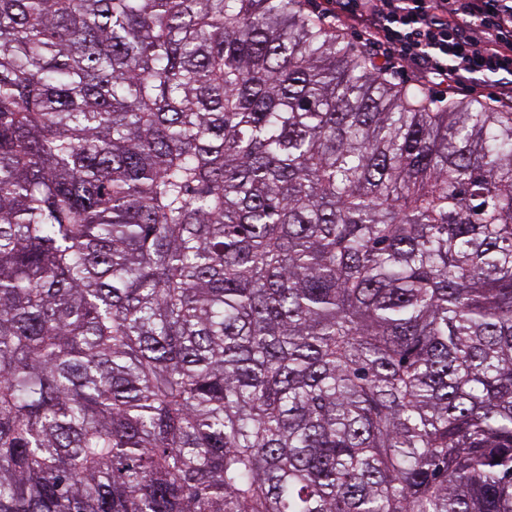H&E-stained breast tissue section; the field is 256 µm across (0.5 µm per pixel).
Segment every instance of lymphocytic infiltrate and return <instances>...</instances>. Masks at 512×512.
I'll list each match as a JSON object with an SVG mask.
<instances>
[{"mask_svg":"<svg viewBox=\"0 0 512 512\" xmlns=\"http://www.w3.org/2000/svg\"><path fill=\"white\" fill-rule=\"evenodd\" d=\"M329 14L360 21L384 69L409 66L451 91L469 81L512 92V0H332Z\"/></svg>","mask_w":512,"mask_h":512,"instance_id":"f902f5d3","label":"lymphocytic infiltrate"}]
</instances>
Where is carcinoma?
Returning <instances> with one entry per match:
<instances>
[{"instance_id": "1", "label": "carcinoma", "mask_w": 512, "mask_h": 512, "mask_svg": "<svg viewBox=\"0 0 512 512\" xmlns=\"http://www.w3.org/2000/svg\"><path fill=\"white\" fill-rule=\"evenodd\" d=\"M0 512H512V110L305 0H0Z\"/></svg>"}]
</instances>
